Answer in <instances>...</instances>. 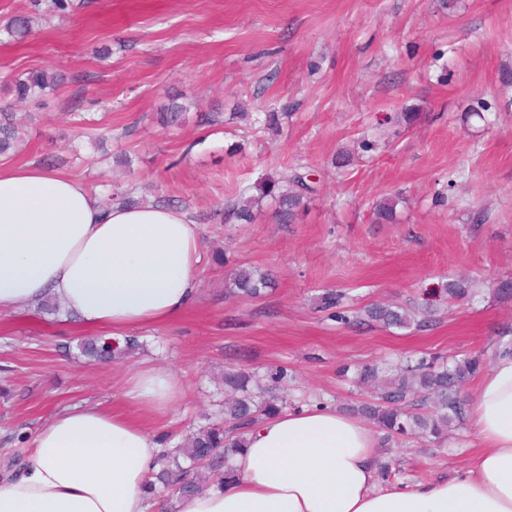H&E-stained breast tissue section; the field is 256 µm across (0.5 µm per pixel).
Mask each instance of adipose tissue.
Masks as SVG:
<instances>
[{
    "label": "adipose tissue",
    "mask_w": 512,
    "mask_h": 512,
    "mask_svg": "<svg viewBox=\"0 0 512 512\" xmlns=\"http://www.w3.org/2000/svg\"><path fill=\"white\" fill-rule=\"evenodd\" d=\"M196 224L180 209L103 207L81 180L0 163V313L58 299L82 326L123 339L179 317L196 300ZM169 371L131 374L124 403L165 415L183 397ZM479 448L431 483L382 484L374 437L317 407L265 418L233 460L236 477L184 496L177 512H512V348L492 354L470 407ZM161 445L147 425L101 404L55 413L28 463L0 480V512H148Z\"/></svg>",
    "instance_id": "1"
}]
</instances>
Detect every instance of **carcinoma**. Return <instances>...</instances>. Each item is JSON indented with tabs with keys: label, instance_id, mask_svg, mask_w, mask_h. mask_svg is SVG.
I'll use <instances>...</instances> for the list:
<instances>
[{
	"label": "carcinoma",
	"instance_id": "carcinoma-1",
	"mask_svg": "<svg viewBox=\"0 0 512 512\" xmlns=\"http://www.w3.org/2000/svg\"><path fill=\"white\" fill-rule=\"evenodd\" d=\"M33 13L14 16L0 25V31L16 43H22L33 35L35 22L63 17L70 12L74 0H31ZM62 75L54 72L34 71L13 82L15 101L28 102L42 97L56 88ZM263 129L273 133L288 122L289 113L268 108L260 113ZM155 119L163 128H177L188 121L187 107L179 102V96L171 95ZM31 121V115L15 111L13 105L0 107V155L8 157L17 151L20 135ZM75 127L79 133L102 140L112 136L108 127L87 126L84 117L75 114ZM257 195L244 198L236 196L224 203L221 216L236 224H250L254 218L255 203L264 198L274 204L275 217L280 224H291L302 200L315 192L308 175L297 169L283 179L262 177L254 184ZM107 204L135 206L144 202L135 187L104 188ZM396 199L390 197L377 202L373 208L374 222L392 224L397 219ZM229 293L234 296L259 299L274 284L271 275L256 267L238 265L227 273ZM471 282L466 278L450 279L440 287L426 292L428 299L421 307L408 310L400 305L375 306L365 310L366 319L385 327L409 328L425 325V319L417 315L430 312L438 304H450L471 295ZM81 352L94 361L114 359L122 348L112 345L106 338L88 339L80 344ZM481 367L477 357L448 362L439 357H421L402 364L394 377L381 384L380 373L389 371L377 365L364 366L358 373L357 382L376 390L374 398L362 404L358 413L385 432L386 437L420 436L436 443L448 435V427L460 424L466 418V403L460 396L461 387ZM288 372L279 369L269 374V383H258L250 389L252 375L239 368L224 372V423L203 427L191 433L178 453L193 463H204L209 477L193 478L181 467L170 468L177 463L166 450L160 456L162 468L148 481V493L156 490V484L179 485L183 496L198 493L209 486L210 480L224 475V481L234 479L233 457L243 448L245 435L262 416L281 412L279 390Z\"/></svg>",
	"mask_w": 512,
	"mask_h": 512
}]
</instances>
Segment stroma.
Segmentation results:
<instances>
[{
    "instance_id": "1",
    "label": "stroma",
    "mask_w": 512,
    "mask_h": 512,
    "mask_svg": "<svg viewBox=\"0 0 512 512\" xmlns=\"http://www.w3.org/2000/svg\"><path fill=\"white\" fill-rule=\"evenodd\" d=\"M66 17L17 44L0 35V106L12 78L35 69L64 82L44 106L28 104L17 163L58 159L59 171L88 187L133 183L148 202L167 199L198 217L199 294L171 323L137 331L119 360L81 355L84 330L68 314H0V465L27 455L55 412L87 402L112 405L125 378L154 365L187 388L164 416L141 412L163 447L219 421L224 371H288L287 409L320 405L353 414L369 401L362 365L409 356L489 360L512 303L493 283L512 275V0H75ZM106 46L108 58L96 51ZM222 125L158 126L166 94ZM290 112L280 134L252 127L248 113ZM110 127L100 151L73 135L70 115ZM413 112L403 128L385 116ZM382 127H375L376 119ZM376 147L339 170L337 151ZM297 166L315 191L295 223L270 206L249 224L212 213L266 175ZM395 195L398 221L377 224L373 206ZM486 219L476 224L474 211ZM272 273L258 300L227 294L228 266ZM474 294L441 308L432 326L349 328L319 309L327 290L344 291L343 315L375 303L412 306L426 289L458 275ZM399 482L428 483L468 465L470 425L449 428L442 447L409 436L384 442Z\"/></svg>"
}]
</instances>
